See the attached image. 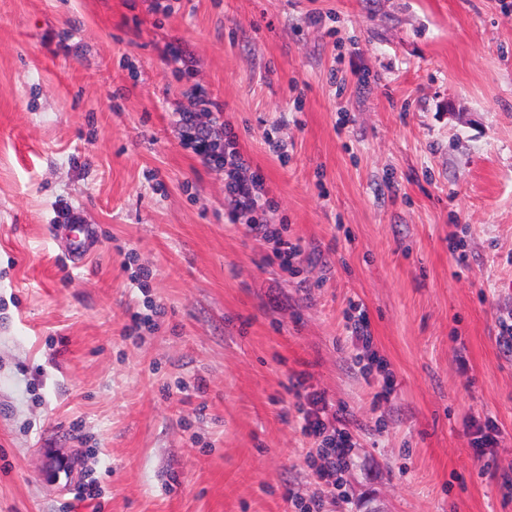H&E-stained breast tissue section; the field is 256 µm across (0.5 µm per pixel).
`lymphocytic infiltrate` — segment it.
<instances>
[{"label":"lymphocytic infiltrate","mask_w":512,"mask_h":512,"mask_svg":"<svg viewBox=\"0 0 512 512\" xmlns=\"http://www.w3.org/2000/svg\"><path fill=\"white\" fill-rule=\"evenodd\" d=\"M188 107L178 111L176 124L188 135L186 146L199 162L224 175V216L228 223L241 228L256 241L275 240L274 258L279 267L293 270L301 256L300 240L286 236L284 228L275 227L271 216L276 210L275 200L266 179L253 169L254 161L240 145L234 126L224 118V107L210 99L201 86H190L186 91ZM208 105L209 121L199 119L194 103ZM297 399L299 428L312 438L316 446L309 449L305 462L318 485L330 490L332 501L344 505V476L350 464L355 444L351 435L340 428V418L324 392L308 390L302 377L291 380Z\"/></svg>","instance_id":"f902f5d3"}]
</instances>
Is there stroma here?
<instances>
[{
  "label": "stroma",
  "mask_w": 512,
  "mask_h": 512,
  "mask_svg": "<svg viewBox=\"0 0 512 512\" xmlns=\"http://www.w3.org/2000/svg\"><path fill=\"white\" fill-rule=\"evenodd\" d=\"M168 2L0 0V512H294L287 491L318 489L294 373L345 410L346 512H512V0ZM192 81L302 241L298 275L183 147ZM73 214L98 238L80 267ZM352 299L394 378L377 406ZM471 416L501 430L488 461ZM162 56L168 68L179 79L193 70V56L181 45H165ZM345 328L353 342L361 344L366 350L370 348L372 336L367 311L363 303L350 301Z\"/></svg>",
  "instance_id": "stroma-1"
}]
</instances>
